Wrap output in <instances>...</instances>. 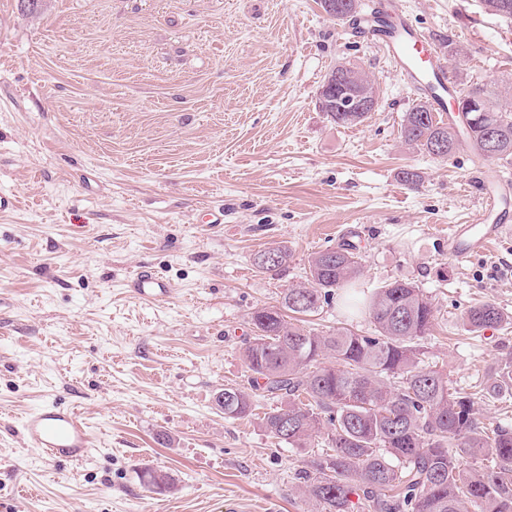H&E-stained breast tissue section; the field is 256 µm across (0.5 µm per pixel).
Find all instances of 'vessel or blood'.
<instances>
[{
    "mask_svg": "<svg viewBox=\"0 0 512 512\" xmlns=\"http://www.w3.org/2000/svg\"><path fill=\"white\" fill-rule=\"evenodd\" d=\"M358 28L368 40L385 50L401 80L426 99L433 111L453 113L451 104L459 87L442 64L428 35L412 19L397 9L393 0H369L356 17ZM484 208L475 223L460 224L448 235V253L457 260L486 249L493 241L512 234V194L500 181L496 169H479ZM133 293L147 302L166 298L170 285L154 271L143 269L130 280ZM21 435L28 447L41 449L52 459L85 460L93 449V439L76 408L47 402L29 413Z\"/></svg>",
    "mask_w": 512,
    "mask_h": 512,
    "instance_id": "1",
    "label": "vessel or blood"
}]
</instances>
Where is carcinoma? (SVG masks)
<instances>
[{
	"label": "carcinoma",
	"mask_w": 512,
	"mask_h": 512,
	"mask_svg": "<svg viewBox=\"0 0 512 512\" xmlns=\"http://www.w3.org/2000/svg\"><path fill=\"white\" fill-rule=\"evenodd\" d=\"M484 108L480 120L464 127L479 155L486 156V127L500 137L497 159L512 158V105L502 102L498 86L476 84L459 100ZM338 97L326 109L341 127L364 122L367 112H342ZM456 145V131L420 101L405 113L400 138L431 151L439 138ZM274 263L254 258L262 271L288 262V250L273 248ZM358 257L348 245L316 253L309 261L308 284L284 293L282 307L258 308L251 316L255 336L244 350L254 374L253 388L269 398H288V405L265 414L263 426L274 438L305 446L329 430L322 444L329 448L303 470L301 493L320 512H351V496L365 501L369 512H512V431L488 429L474 411V397L449 385L437 371L419 367L415 340L427 335L434 321L432 303L408 282L394 281L373 292L365 303L353 299ZM345 292L344 307L355 315L368 311L370 335L338 328L315 334L288 321V314L309 315ZM476 331L499 328L508 316L484 302L465 315ZM330 356L334 367H318ZM485 390L512 396V353L500 357ZM254 395L237 387L224 389V417L241 419L252 412ZM475 463L463 469L456 452ZM140 479L164 491L169 476L151 468Z\"/></svg>",
	"instance_id": "cac0c4a2"
}]
</instances>
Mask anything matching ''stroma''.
<instances>
[{
  "label": "stroma",
  "instance_id": "35a3bbf8",
  "mask_svg": "<svg viewBox=\"0 0 512 512\" xmlns=\"http://www.w3.org/2000/svg\"><path fill=\"white\" fill-rule=\"evenodd\" d=\"M397 2L460 88L494 82L512 100V23L480 0ZM0 13V192L18 197L0 214V512H315L299 472L317 446L269 436L271 400L233 420L216 399L251 386L255 309L343 243L365 293L402 280L430 299L421 367L470 392L512 353V325L464 321L485 301L512 316V239L448 255L449 226L482 207L469 140L444 158L404 144L415 96L318 0H43L35 14L0 0ZM339 63L381 97L348 128L317 105ZM278 245L287 264L257 269ZM144 265L170 281L165 300L128 288ZM306 326L371 331L335 300ZM55 398L92 434L83 462L23 443L25 416ZM146 467L174 490L151 492Z\"/></svg>",
  "mask_w": 512,
  "mask_h": 512
}]
</instances>
